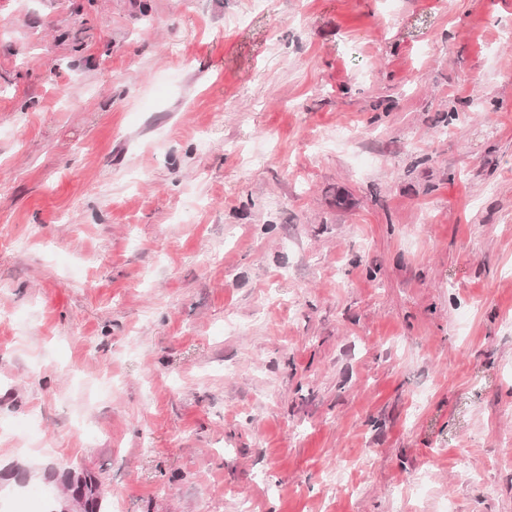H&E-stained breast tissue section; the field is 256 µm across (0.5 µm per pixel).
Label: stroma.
<instances>
[{
    "label": "stroma",
    "instance_id": "obj_1",
    "mask_svg": "<svg viewBox=\"0 0 512 512\" xmlns=\"http://www.w3.org/2000/svg\"><path fill=\"white\" fill-rule=\"evenodd\" d=\"M512 0H0V512H512Z\"/></svg>",
    "mask_w": 512,
    "mask_h": 512
}]
</instances>
